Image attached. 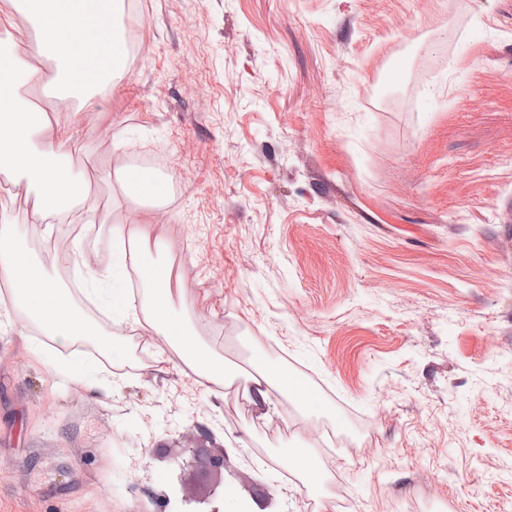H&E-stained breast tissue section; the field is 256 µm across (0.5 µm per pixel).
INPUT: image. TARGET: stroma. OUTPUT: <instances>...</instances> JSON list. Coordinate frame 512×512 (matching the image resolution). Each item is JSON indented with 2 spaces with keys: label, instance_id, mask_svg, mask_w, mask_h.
<instances>
[{
  "label": "stroma",
  "instance_id": "stroma-1",
  "mask_svg": "<svg viewBox=\"0 0 512 512\" xmlns=\"http://www.w3.org/2000/svg\"><path fill=\"white\" fill-rule=\"evenodd\" d=\"M127 2L139 52L73 171L165 147L149 238L237 377L207 392L127 327L88 394L0 288V512H165L175 484L192 512H512V0ZM1 224L74 288L9 183ZM257 358L324 415L239 404Z\"/></svg>",
  "mask_w": 512,
  "mask_h": 512
}]
</instances>
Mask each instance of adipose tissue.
Here are the masks:
<instances>
[{"instance_id": "adipose-tissue-1", "label": "adipose tissue", "mask_w": 512, "mask_h": 512, "mask_svg": "<svg viewBox=\"0 0 512 512\" xmlns=\"http://www.w3.org/2000/svg\"><path fill=\"white\" fill-rule=\"evenodd\" d=\"M124 0H11L9 12L0 14V58L11 59V66L0 70V174L7 175L17 195L30 201L33 225L52 236V221L81 210L86 202L99 198L96 175L70 174L67 161L72 131L85 118V107L94 94L112 86L125 69V36L121 23ZM99 32L111 50L99 56L97 48L85 44L81 52L70 45L79 34ZM26 55H19V47ZM54 72H46L45 63ZM55 83L58 93L51 111H39L31 98L33 91ZM134 168L123 155L112 157L106 178L119 196L112 202L109 224V260L105 268L89 265L79 243L63 251L60 259L72 266L85 282V292L111 311L120 327H139L162 337L180 350L183 360L193 367L204 384L223 387L229 374L223 357L197 340L190 323L171 311L170 271L163 261L165 247L155 243L144 251L137 268L128 264L135 238H148L146 227L131 229L122 218L124 203L133 196L158 199L160 183L144 182L131 191ZM0 272L13 284L12 299L46 334L64 345L92 340L111 349L112 335L98 327L78 309L70 290L59 287L43 268L33 261L11 225L0 226ZM137 273L141 295L127 287L130 273ZM55 370L65 374L87 393L111 396L112 384L103 379L99 366L81 353H73ZM254 405L270 404L273 397L293 391L297 403L308 410L318 409L317 400L293 390L286 377L276 376L263 363H255L246 378Z\"/></svg>"}]
</instances>
